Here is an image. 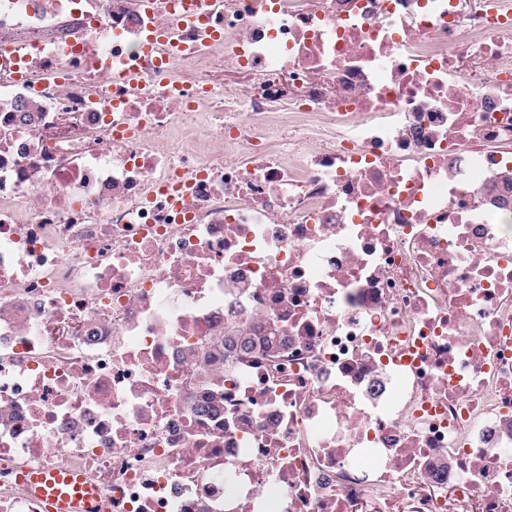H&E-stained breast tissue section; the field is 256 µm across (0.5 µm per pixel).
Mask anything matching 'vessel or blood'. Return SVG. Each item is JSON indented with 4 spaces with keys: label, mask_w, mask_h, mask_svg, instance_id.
I'll list each match as a JSON object with an SVG mask.
<instances>
[{
    "label": "vessel or blood",
    "mask_w": 512,
    "mask_h": 512,
    "mask_svg": "<svg viewBox=\"0 0 512 512\" xmlns=\"http://www.w3.org/2000/svg\"><path fill=\"white\" fill-rule=\"evenodd\" d=\"M36 493L45 501L46 512H95L99 504L96 488L85 477L36 475L31 477Z\"/></svg>",
    "instance_id": "vessel-or-blood-1"
}]
</instances>
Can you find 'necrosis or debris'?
<instances>
[{
  "mask_svg": "<svg viewBox=\"0 0 512 512\" xmlns=\"http://www.w3.org/2000/svg\"><path fill=\"white\" fill-rule=\"evenodd\" d=\"M5 45L0 512H512V0H0ZM257 336H252L249 328L238 329L229 336H224V359L229 361L234 357L249 355L255 345ZM47 479L44 474L32 476L30 483L37 485L35 492L44 499L47 512H93L99 505L96 488L83 476L75 481L71 475L66 477L52 474ZM61 484H74L73 493L63 491Z\"/></svg>",
  "mask_w": 512,
  "mask_h": 512,
  "instance_id": "obj_1",
  "label": "necrosis or debris"
}]
</instances>
